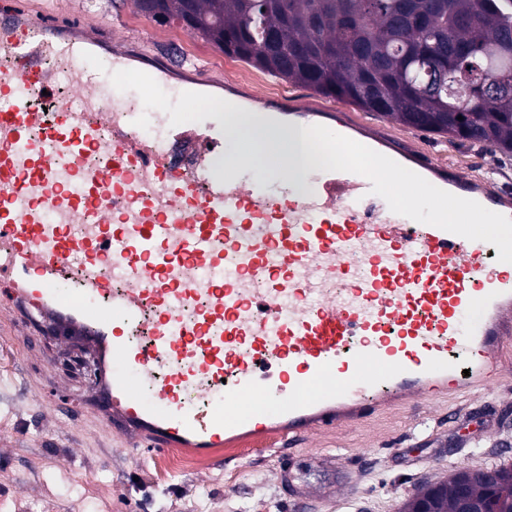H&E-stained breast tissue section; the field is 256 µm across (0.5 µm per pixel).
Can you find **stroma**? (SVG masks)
Returning a JSON list of instances; mask_svg holds the SVG:
<instances>
[{"label":"stroma","instance_id":"35a3bbf8","mask_svg":"<svg viewBox=\"0 0 512 512\" xmlns=\"http://www.w3.org/2000/svg\"><path fill=\"white\" fill-rule=\"evenodd\" d=\"M91 32L99 58L128 51L163 68L246 95L308 104L325 121L417 149L432 162L512 191V157L412 129L321 96L228 56L176 24L146 21L131 0H0ZM71 343L0 288V497L19 512H398L417 488L466 468L512 465V378L485 396L388 409L359 427L326 430L296 447L281 440L216 454L208 469L156 475L94 419L104 401L91 373L66 367Z\"/></svg>","mask_w":512,"mask_h":512}]
</instances>
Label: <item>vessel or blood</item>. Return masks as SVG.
<instances>
[{
    "label": "vessel or blood",
    "instance_id": "vessel-or-blood-1",
    "mask_svg": "<svg viewBox=\"0 0 512 512\" xmlns=\"http://www.w3.org/2000/svg\"><path fill=\"white\" fill-rule=\"evenodd\" d=\"M0 60V286L90 339L132 446L207 454L270 422L305 440L512 372V271H497L496 246L392 212L359 174L312 171L293 197L285 163L255 170L244 142L217 163L216 113L131 110L125 56L97 67L63 24L1 13ZM64 80L80 102L56 95ZM263 104L271 121L308 113ZM89 152L95 164L74 167ZM391 158L500 208L452 169Z\"/></svg>",
    "mask_w": 512,
    "mask_h": 512
}]
</instances>
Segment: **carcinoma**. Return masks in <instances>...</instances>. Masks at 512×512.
Instances as JSON below:
<instances>
[{
  "instance_id": "1",
  "label": "carcinoma",
  "mask_w": 512,
  "mask_h": 512,
  "mask_svg": "<svg viewBox=\"0 0 512 512\" xmlns=\"http://www.w3.org/2000/svg\"><path fill=\"white\" fill-rule=\"evenodd\" d=\"M147 17L180 23L224 54L407 127L512 156V0H132ZM480 69L482 87L464 78ZM493 507L512 512V468ZM485 474L457 470L424 486L400 512L430 498L457 512L467 483L482 503Z\"/></svg>"
}]
</instances>
